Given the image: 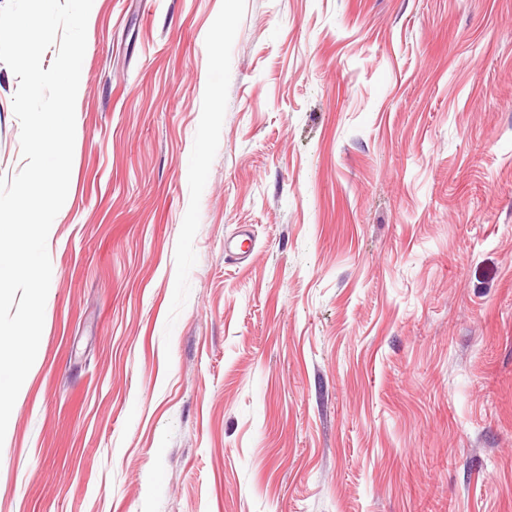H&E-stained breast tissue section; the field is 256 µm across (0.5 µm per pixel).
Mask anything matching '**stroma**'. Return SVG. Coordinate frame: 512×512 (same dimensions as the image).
I'll return each instance as SVG.
<instances>
[{"label":"stroma","instance_id":"stroma-1","mask_svg":"<svg viewBox=\"0 0 512 512\" xmlns=\"http://www.w3.org/2000/svg\"><path fill=\"white\" fill-rule=\"evenodd\" d=\"M47 248L0 512H512V0H93Z\"/></svg>","mask_w":512,"mask_h":512}]
</instances>
